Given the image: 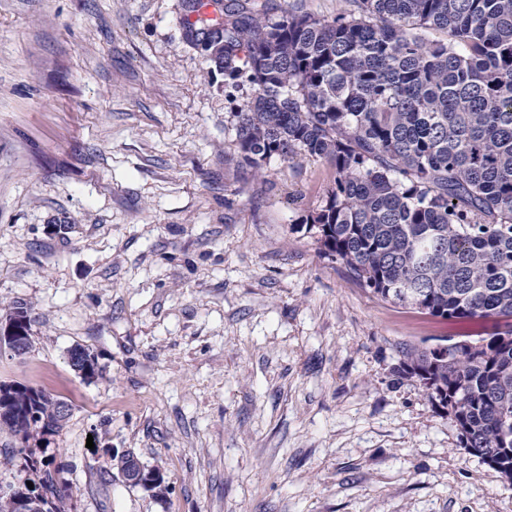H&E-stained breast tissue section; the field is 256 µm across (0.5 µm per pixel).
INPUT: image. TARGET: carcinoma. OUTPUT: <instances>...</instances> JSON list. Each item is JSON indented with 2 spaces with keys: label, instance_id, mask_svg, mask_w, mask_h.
Wrapping results in <instances>:
<instances>
[{
  "label": "carcinoma",
  "instance_id": "obj_1",
  "mask_svg": "<svg viewBox=\"0 0 512 512\" xmlns=\"http://www.w3.org/2000/svg\"><path fill=\"white\" fill-rule=\"evenodd\" d=\"M188 42L224 70L237 152L335 169L305 223L375 297L432 317L504 324L460 359L406 347L398 374L448 409L465 447L512 477V0H340L336 15L246 0ZM57 399L19 386L0 430L62 431ZM30 409L37 419L17 421ZM146 490L168 491L157 469Z\"/></svg>",
  "mask_w": 512,
  "mask_h": 512
}]
</instances>
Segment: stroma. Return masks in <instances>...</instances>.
<instances>
[{"instance_id":"stroma-1","label":"stroma","mask_w":512,"mask_h":512,"mask_svg":"<svg viewBox=\"0 0 512 512\" xmlns=\"http://www.w3.org/2000/svg\"><path fill=\"white\" fill-rule=\"evenodd\" d=\"M225 0H0V382L71 404L34 452L69 512H512V482L400 376L460 324L381 301L304 219L324 160L241 161L224 72L186 40ZM101 370L83 379L67 354ZM134 452L168 484L129 486ZM17 313L23 314L22 317L26 320L28 334L20 327L19 317L21 315ZM13 314H15L13 317L0 319L1 353H8L11 357H22L29 353L26 336L29 335L28 337H31L29 333L30 321L26 311L22 310V308H9L6 316H12Z\"/></svg>"}]
</instances>
